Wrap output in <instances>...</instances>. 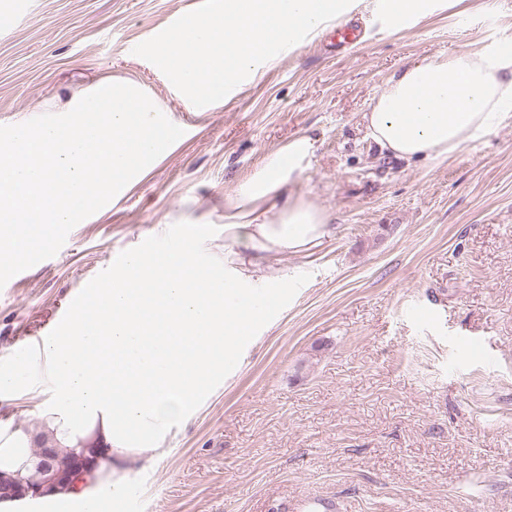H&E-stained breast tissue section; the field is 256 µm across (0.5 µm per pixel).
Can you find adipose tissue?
Instances as JSON below:
<instances>
[{
  "instance_id": "ef3b65f1",
  "label": "adipose tissue",
  "mask_w": 512,
  "mask_h": 512,
  "mask_svg": "<svg viewBox=\"0 0 512 512\" xmlns=\"http://www.w3.org/2000/svg\"><path fill=\"white\" fill-rule=\"evenodd\" d=\"M512 124V47H472L409 63L363 113L367 136L408 162L445 160ZM298 137L224 198V242L200 240L155 254L127 244L108 286L41 346L47 383L35 426L0 428V475H33V451L81 459L49 505L98 512L104 494L129 493L128 463L152 468L173 428L190 422L265 324L266 297L282 298L286 255H306L330 232L329 213L283 199L312 151Z\"/></svg>"
}]
</instances>
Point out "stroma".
Returning <instances> with one entry per match:
<instances>
[{"label": "stroma", "mask_w": 512, "mask_h": 512, "mask_svg": "<svg viewBox=\"0 0 512 512\" xmlns=\"http://www.w3.org/2000/svg\"><path fill=\"white\" fill-rule=\"evenodd\" d=\"M363 0V42L295 45L231 100L199 109L133 55L195 0H0V125L51 113L129 78L180 142L130 192L79 223L42 268L0 289V366L55 331L86 280L111 275L155 227L224 240V196L290 139L313 151L287 195L333 230L285 256L288 300L153 470L132 468V512H512V125L445 161L405 162L364 135L362 113L402 65L512 37V0H441L390 24ZM431 310L434 320L416 312Z\"/></svg>", "instance_id": "1"}]
</instances>
